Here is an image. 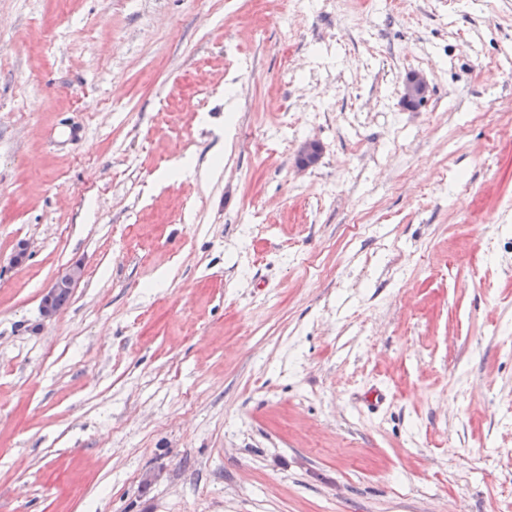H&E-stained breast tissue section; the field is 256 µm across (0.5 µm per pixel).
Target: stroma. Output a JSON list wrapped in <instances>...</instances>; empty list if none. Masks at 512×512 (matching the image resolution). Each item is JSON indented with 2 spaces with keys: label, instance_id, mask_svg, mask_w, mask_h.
<instances>
[{
  "label": "stroma",
  "instance_id": "obj_1",
  "mask_svg": "<svg viewBox=\"0 0 512 512\" xmlns=\"http://www.w3.org/2000/svg\"><path fill=\"white\" fill-rule=\"evenodd\" d=\"M0 512H512V0H0ZM429 86L418 73L406 76L402 88V102L409 106H416L426 101ZM83 277L84 269L77 264L70 266L64 274L59 276L41 296L40 311L42 316L46 319L55 317L62 309L60 305L64 307L67 304L71 296L70 293L73 292V289Z\"/></svg>",
  "mask_w": 512,
  "mask_h": 512
}]
</instances>
